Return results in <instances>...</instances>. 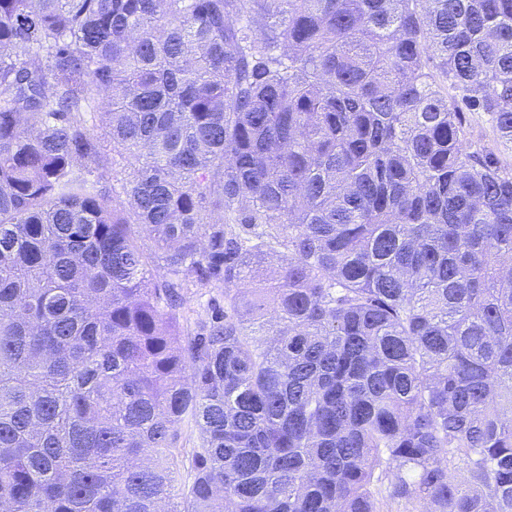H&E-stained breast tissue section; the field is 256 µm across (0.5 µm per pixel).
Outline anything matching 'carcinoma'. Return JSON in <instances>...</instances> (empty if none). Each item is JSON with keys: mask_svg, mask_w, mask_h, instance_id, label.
Wrapping results in <instances>:
<instances>
[{"mask_svg": "<svg viewBox=\"0 0 512 512\" xmlns=\"http://www.w3.org/2000/svg\"><path fill=\"white\" fill-rule=\"evenodd\" d=\"M464 108L512 0H0V512H512Z\"/></svg>", "mask_w": 512, "mask_h": 512, "instance_id": "carcinoma-1", "label": "carcinoma"}]
</instances>
